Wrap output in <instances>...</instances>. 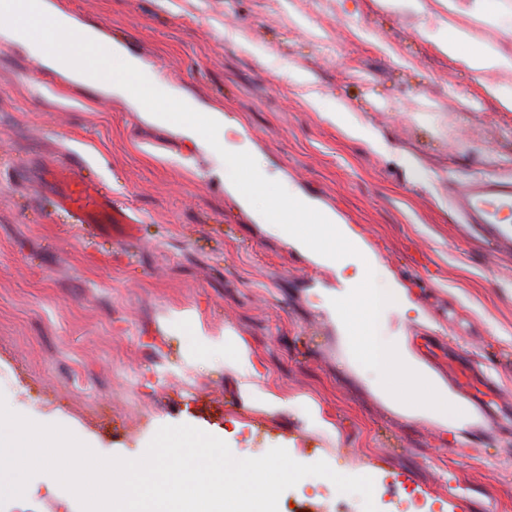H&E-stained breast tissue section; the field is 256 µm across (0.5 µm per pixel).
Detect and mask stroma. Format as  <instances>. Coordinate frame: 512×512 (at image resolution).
I'll return each mask as SVG.
<instances>
[{"mask_svg":"<svg viewBox=\"0 0 512 512\" xmlns=\"http://www.w3.org/2000/svg\"><path fill=\"white\" fill-rule=\"evenodd\" d=\"M140 58L173 96L233 121L266 175L360 229L410 314L387 311L438 377L425 339L495 378L512 404V256L459 223L448 190L512 177V71L478 73L425 35L433 10L384 0H52ZM477 43L512 48V0L461 15ZM52 156L79 164L140 220L103 239L60 214L32 177ZM232 175L177 127L70 84L0 42V395L70 430L97 454L141 457L159 428L188 424L238 458L285 448L301 463L371 475L391 512H512V423L464 429L409 417L350 367L336 306L353 267L320 265L229 192ZM423 255L431 276L412 275ZM240 337L258 395L224 365ZM285 400L268 411L265 395ZM309 476L278 512H361Z\"/></svg>","mask_w":512,"mask_h":512,"instance_id":"stroma-1","label":"stroma"}]
</instances>
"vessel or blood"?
<instances>
[{
	"label": "vessel or blood",
	"mask_w": 512,
	"mask_h": 512,
	"mask_svg": "<svg viewBox=\"0 0 512 512\" xmlns=\"http://www.w3.org/2000/svg\"><path fill=\"white\" fill-rule=\"evenodd\" d=\"M63 45L78 55L95 73L108 71L104 53L92 46L64 40ZM50 173L58 190V211L76 218L90 228L130 233L137 222L129 210L116 206L111 196L97 183L85 178L76 166L53 165ZM450 202L465 223L475 225L494 240L497 247L512 251V178H475L454 190ZM273 222L291 224L310 235L315 243H323L325 231L316 214L301 212L297 202L275 198L271 210ZM508 235H501V228Z\"/></svg>",
	"instance_id": "1"
}]
</instances>
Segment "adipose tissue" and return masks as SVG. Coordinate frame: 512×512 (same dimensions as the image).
I'll use <instances>...</instances> for the list:
<instances>
[{
    "instance_id": "obj_1",
    "label": "adipose tissue",
    "mask_w": 512,
    "mask_h": 512,
    "mask_svg": "<svg viewBox=\"0 0 512 512\" xmlns=\"http://www.w3.org/2000/svg\"><path fill=\"white\" fill-rule=\"evenodd\" d=\"M434 2L444 8L446 15L429 30L428 36L441 52L451 57L465 54L467 66L476 72L512 70V50L490 43H475L468 29L457 23L456 18L462 12L459 0ZM52 34L102 45L109 62L118 63L122 79L100 77L74 54L48 51L45 39ZM0 42L26 47L46 69L72 83L95 85L108 97L119 96L132 101L136 98L132 84L147 86L152 96V103L144 112L147 120L160 125H177L186 138L204 146L226 167L235 168L240 162L252 159L248 143L231 145L226 142L228 123L223 111L211 110L206 125H199L198 107L193 99L170 95L166 84L146 74L142 64L121 46L103 42L97 30L81 25L72 15L54 8L50 0H0ZM320 217L322 224L334 227L335 234L327 245L319 248L293 225L277 224L273 230L284 241L324 263L335 264L337 254H344L355 268L354 275L347 280L348 285L373 280L377 263L364 237L353 226L339 223L333 212H321ZM362 310L358 333L347 329L342 332L350 362L373 373L378 392L410 417L426 419L442 427L465 423L468 419L466 406L425 369L406 341H386L379 336L378 320L382 309L376 294L363 297Z\"/></svg>"
}]
</instances>
